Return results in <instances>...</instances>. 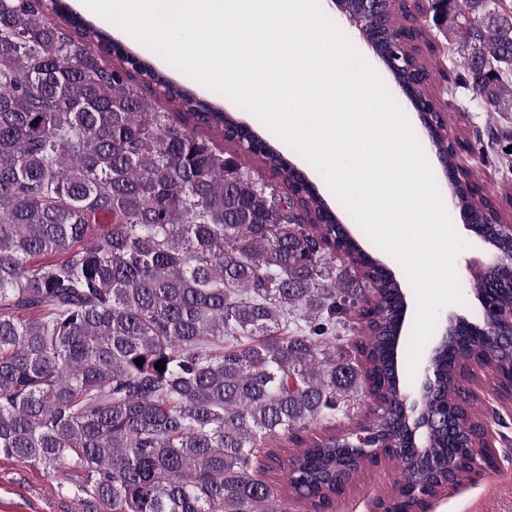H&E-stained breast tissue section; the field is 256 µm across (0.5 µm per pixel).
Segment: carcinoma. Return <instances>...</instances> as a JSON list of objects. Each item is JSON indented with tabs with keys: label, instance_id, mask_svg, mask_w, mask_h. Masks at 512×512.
<instances>
[{
	"label": "carcinoma",
	"instance_id": "obj_1",
	"mask_svg": "<svg viewBox=\"0 0 512 512\" xmlns=\"http://www.w3.org/2000/svg\"><path fill=\"white\" fill-rule=\"evenodd\" d=\"M51 2L47 14L41 0H0V452L80 472L65 490L112 512H287L288 502L322 512L345 493L339 466L369 459L309 433L341 409L397 449L405 485L466 477L482 450L462 397L466 362L512 359V332L460 322L448 342L435 336L439 388L423 406L436 425L430 447L414 448L403 399L420 381L403 370L409 344H396L405 293L391 271L345 235L274 134ZM426 10L445 48H391L410 97L433 111L418 74L440 57L485 111L512 114V10L496 0H426ZM191 118L246 153L225 155ZM487 140L512 173V138L490 127ZM250 157L281 189L254 176ZM456 208L482 202L463 191ZM479 234L512 260L494 225ZM338 250L370 289L336 268ZM484 278L493 303H512V288ZM277 439L291 455L270 449ZM261 453L283 483L259 477Z\"/></svg>",
	"mask_w": 512,
	"mask_h": 512
}]
</instances>
